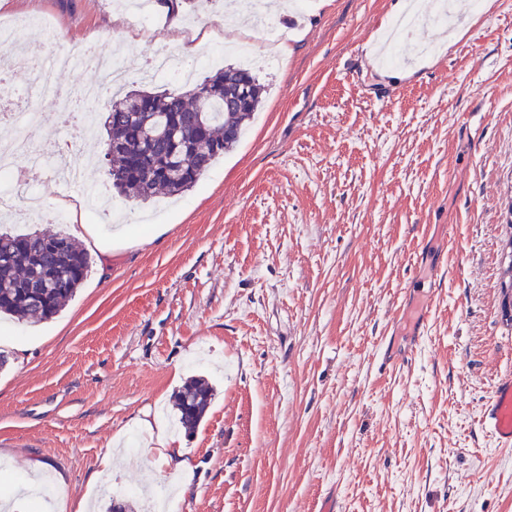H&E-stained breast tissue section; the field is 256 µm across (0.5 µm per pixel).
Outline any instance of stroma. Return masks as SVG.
I'll use <instances>...</instances> for the list:
<instances>
[{
	"label": "stroma",
	"instance_id": "1",
	"mask_svg": "<svg viewBox=\"0 0 512 512\" xmlns=\"http://www.w3.org/2000/svg\"><path fill=\"white\" fill-rule=\"evenodd\" d=\"M394 0H305L275 11L288 53L257 61L261 105L240 143L184 195L115 198L127 222L89 219L92 269L52 320L0 319V463L8 512H36L42 470L63 475L64 512L87 498L139 505L167 488L178 512H512V447L479 427L495 373L512 371V0L418 24L384 62ZM238 0L181 17L206 34L168 42L174 67L248 36ZM49 15L0 81L69 137L57 93L105 73L48 65L62 42L145 60L166 24L117 36L113 0H0V16ZM50 93L30 88V50ZM86 180L110 190L107 144L76 140ZM443 224L455 240L438 237ZM428 306L421 338L399 310ZM25 356H18L17 346ZM193 378L214 396L177 425ZM152 431L136 422L142 411ZM191 480L165 466L157 433ZM122 468L100 496L107 448ZM212 389L202 379H191L175 394L178 421L189 433L201 423L212 400Z\"/></svg>",
	"mask_w": 512,
	"mask_h": 512
}]
</instances>
